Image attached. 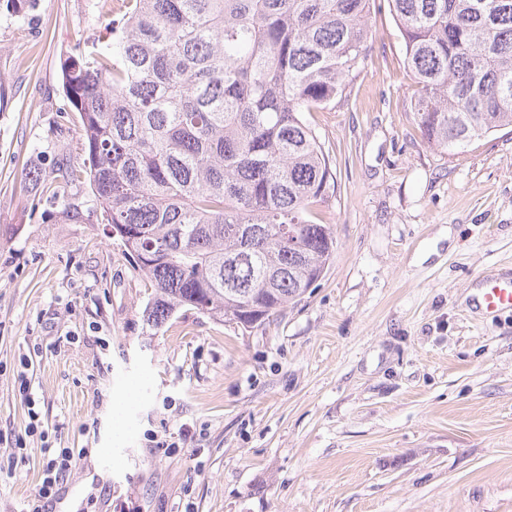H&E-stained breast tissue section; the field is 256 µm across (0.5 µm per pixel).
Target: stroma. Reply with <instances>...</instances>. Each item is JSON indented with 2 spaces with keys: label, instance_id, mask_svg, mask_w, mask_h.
<instances>
[{
  "label": "stroma",
  "instance_id": "obj_1",
  "mask_svg": "<svg viewBox=\"0 0 512 512\" xmlns=\"http://www.w3.org/2000/svg\"><path fill=\"white\" fill-rule=\"evenodd\" d=\"M112 8L0 0V512H512V311L475 294L512 269V129L428 146L374 0L363 72L304 115L337 182L325 276L247 332L154 329L63 90ZM45 444L78 455L42 502Z\"/></svg>",
  "mask_w": 512,
  "mask_h": 512
}]
</instances>
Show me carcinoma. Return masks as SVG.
I'll list each match as a JSON object with an SVG mask.
<instances>
[{
    "label": "carcinoma",
    "mask_w": 512,
    "mask_h": 512,
    "mask_svg": "<svg viewBox=\"0 0 512 512\" xmlns=\"http://www.w3.org/2000/svg\"><path fill=\"white\" fill-rule=\"evenodd\" d=\"M417 89L415 123L449 150L512 128V0H387ZM100 40L62 63L107 224L179 309L239 325L300 301L336 253L316 206L335 192L303 113L365 67L370 0H120Z\"/></svg>",
    "instance_id": "obj_1"
}]
</instances>
